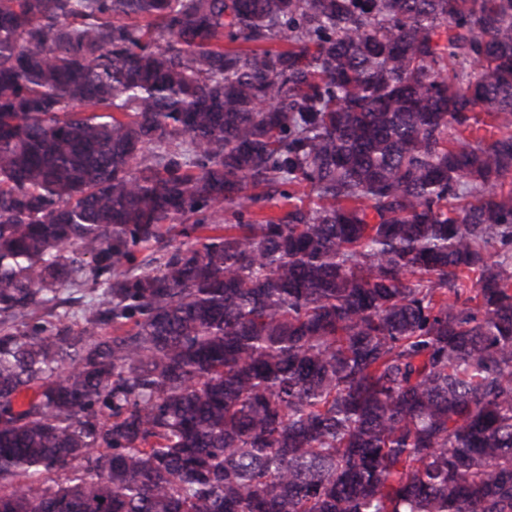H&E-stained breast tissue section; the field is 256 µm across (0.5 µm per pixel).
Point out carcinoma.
Wrapping results in <instances>:
<instances>
[{"label": "carcinoma", "mask_w": 512, "mask_h": 512, "mask_svg": "<svg viewBox=\"0 0 512 512\" xmlns=\"http://www.w3.org/2000/svg\"><path fill=\"white\" fill-rule=\"evenodd\" d=\"M508 178L512 0H0V512H512ZM101 292L102 289L100 288H97L94 291L90 288H82L81 290L69 287L60 288L57 292V296L62 304L56 311L63 313L66 310H70V312H72L76 310L82 302H86L91 299L98 300Z\"/></svg>", "instance_id": "1"}]
</instances>
